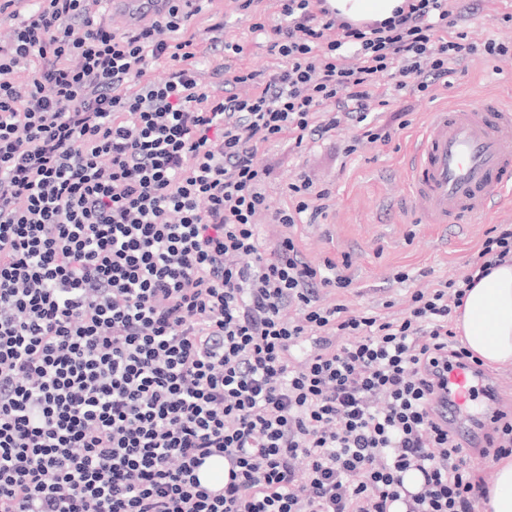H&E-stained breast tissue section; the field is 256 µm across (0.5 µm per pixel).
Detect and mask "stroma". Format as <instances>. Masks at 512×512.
Instances as JSON below:
<instances>
[{"label":"stroma","mask_w":512,"mask_h":512,"mask_svg":"<svg viewBox=\"0 0 512 512\" xmlns=\"http://www.w3.org/2000/svg\"><path fill=\"white\" fill-rule=\"evenodd\" d=\"M276 10V0H254L247 13L240 10L238 0H205L194 26L202 30L223 23L224 39L243 47L236 65L264 70L272 59L249 25L252 18H270ZM452 10L460 15L458 30L469 40H512V0H453ZM379 83L386 103L375 107L370 117L375 124L394 127L389 142L364 144L351 159H344V141L358 132L354 122L345 118L335 137L306 142L297 152L284 145L272 147L262 156L274 168L270 193L275 200H282L283 187L301 172L331 191L333 206L327 216L298 225L297 239L313 262L350 258L353 283L341 298L353 310L385 300L403 308L409 292L459 276L493 225L512 224L511 208L469 221L464 229L453 224L427 227L418 209L410 205L403 168L404 146L428 112L484 95L512 102V57L494 62L466 58L451 86H435L429 98L393 91L385 75ZM404 106L409 116L403 120L398 112ZM400 271L408 273V281L395 280Z\"/></svg>","instance_id":"stroma-1"}]
</instances>
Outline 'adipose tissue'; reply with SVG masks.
I'll list each match as a JSON object with an SVG mask.
<instances>
[{
  "instance_id": "obj_1",
  "label": "adipose tissue",
  "mask_w": 512,
  "mask_h": 512,
  "mask_svg": "<svg viewBox=\"0 0 512 512\" xmlns=\"http://www.w3.org/2000/svg\"><path fill=\"white\" fill-rule=\"evenodd\" d=\"M404 0H330L355 23L392 17ZM455 327L464 346L489 366L512 364V261L494 267L470 288Z\"/></svg>"
}]
</instances>
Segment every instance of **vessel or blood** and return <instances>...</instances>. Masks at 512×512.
I'll list each match as a JSON object with an SVG mask.
<instances>
[{"label":"vessel or blood","instance_id":"1","mask_svg":"<svg viewBox=\"0 0 512 512\" xmlns=\"http://www.w3.org/2000/svg\"><path fill=\"white\" fill-rule=\"evenodd\" d=\"M163 0H112V11L128 25L147 20ZM408 169L410 190L426 224H453L512 206V105L496 99L464 102L429 113L414 136ZM495 388L463 368L448 375V391L437 401L439 416L454 430L463 454L482 447L492 403L472 426L460 415L474 385Z\"/></svg>","mask_w":512,"mask_h":512}]
</instances>
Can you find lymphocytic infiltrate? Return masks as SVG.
Wrapping results in <instances>:
<instances>
[{"label": "lymphocytic infiltrate", "mask_w": 512, "mask_h": 512, "mask_svg": "<svg viewBox=\"0 0 512 512\" xmlns=\"http://www.w3.org/2000/svg\"><path fill=\"white\" fill-rule=\"evenodd\" d=\"M101 3L41 0L0 39V512H479L486 484L432 405L454 366L482 365L453 316L512 257V225L401 316L353 311L331 298L350 261H309L295 236L330 190L299 174L278 205L259 154L344 115L363 126L346 155L388 142L366 124L378 74L427 96L512 42L468 41L448 0L359 27L277 0L251 25L266 71L211 38L218 97L194 63L200 0L123 33L95 22ZM213 456L218 495L197 475Z\"/></svg>", "instance_id": "f902f5d3"}]
</instances>
